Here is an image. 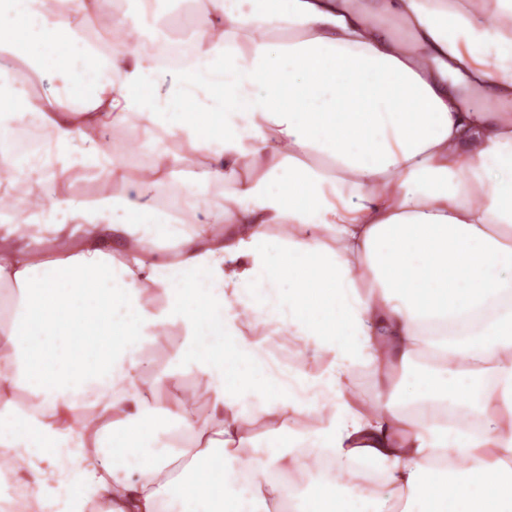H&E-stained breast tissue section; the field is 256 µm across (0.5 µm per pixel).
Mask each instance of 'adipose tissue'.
<instances>
[{"instance_id":"ef3b65f1","label":"adipose tissue","mask_w":512,"mask_h":512,"mask_svg":"<svg viewBox=\"0 0 512 512\" xmlns=\"http://www.w3.org/2000/svg\"><path fill=\"white\" fill-rule=\"evenodd\" d=\"M23 15L71 53L0 44V512H512V0ZM179 1V9L170 14H160L156 9V0H140V20L142 23L146 25H159V23L164 24V27L172 30H176L182 38H188L183 36L182 29L177 27L179 19L182 13H185L184 10V1ZM176 24V25H175Z\"/></svg>"}]
</instances>
